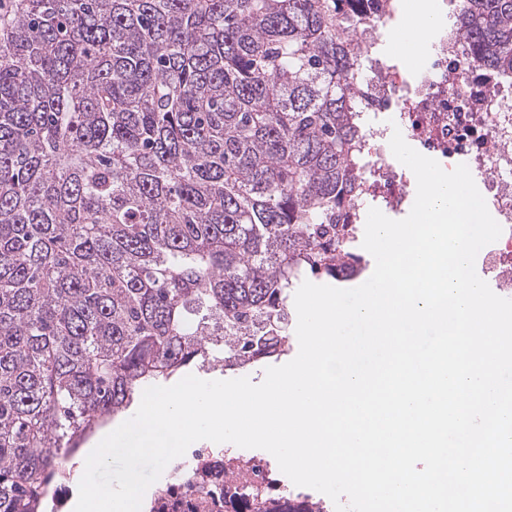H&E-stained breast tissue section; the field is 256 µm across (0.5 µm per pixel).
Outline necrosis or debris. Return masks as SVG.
<instances>
[{"label": "necrosis or debris", "instance_id": "4bbe7bcc", "mask_svg": "<svg viewBox=\"0 0 512 512\" xmlns=\"http://www.w3.org/2000/svg\"><path fill=\"white\" fill-rule=\"evenodd\" d=\"M406 0H366L370 26L354 37L357 64L353 86L359 109L353 117L364 129L355 145L363 156L360 194L344 221L354 224L367 201L401 209L409 196L402 173L375 148L389 117L408 131L427 156L445 166L469 163L484 185L483 197L501 225L500 238L479 252L482 267L497 289L512 295V71L488 70L456 30H439L431 40L423 67L415 77L388 64L382 37L398 20ZM240 487L224 481V453L208 447L187 449L174 460L165 484L142 502L141 512H236L241 500L262 512H292L305 505L304 492L271 495L273 472L267 456L253 457Z\"/></svg>", "mask_w": 512, "mask_h": 512}]
</instances>
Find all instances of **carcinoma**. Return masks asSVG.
I'll return each instance as SVG.
<instances>
[{
  "label": "carcinoma",
  "instance_id": "carcinoma-1",
  "mask_svg": "<svg viewBox=\"0 0 512 512\" xmlns=\"http://www.w3.org/2000/svg\"><path fill=\"white\" fill-rule=\"evenodd\" d=\"M362 0H0V512L208 350L288 347L289 291L349 280ZM456 27L512 70V0Z\"/></svg>",
  "mask_w": 512,
  "mask_h": 512
}]
</instances>
